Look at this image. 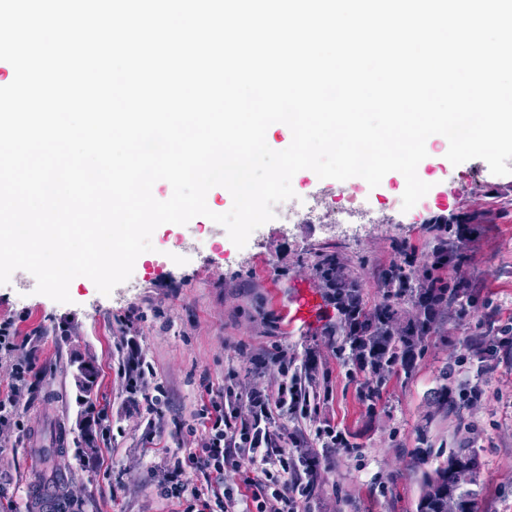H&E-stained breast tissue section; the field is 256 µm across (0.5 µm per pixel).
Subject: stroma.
Returning <instances> with one entry per match:
<instances>
[{
  "mask_svg": "<svg viewBox=\"0 0 512 512\" xmlns=\"http://www.w3.org/2000/svg\"><path fill=\"white\" fill-rule=\"evenodd\" d=\"M417 173L431 188L413 208L389 211L405 189L403 175L391 172L362 189L372 222L335 233L318 224H265L259 242L239 248L225 234L208 238L213 223L203 216L160 225L128 284L107 295L80 276L69 286L70 302L58 303L36 293L33 275L15 271L0 285V320H18L40 374L16 385L14 359L0 356V398H12L26 428L21 437L0 425V512H49L38 494L36 451L54 434L64 438L62 488L72 494L73 512H178L158 484L167 449L192 445L188 427L207 398L205 384L221 389L231 374L243 385L268 383L277 366L267 354L276 347L298 360L309 350L319 355L326 376L316 387L331 392L321 416L350 443L322 453L313 512H415V449L444 456L463 440L482 461L478 512H512V349L502 336L512 323V172L494 175L481 159L455 166L440 153ZM457 212L477 215L480 234L445 274L477 283L475 298L452 305L425 336L411 370L392 375L367 408V374L337 353L345 337L321 327L289 330L277 293L293 281L318 282V266L333 256L349 264L367 308L391 301L396 326H404L415 317L414 300L386 298L380 269L404 243L430 255V219ZM196 237L202 245L186 249ZM130 337L155 369L147 394L165 390L157 408L128 405L123 361ZM77 358L95 362L94 399L105 409L95 447L80 458L73 444ZM444 385L453 403L441 409L432 394ZM475 387L482 398L468 402Z\"/></svg>",
  "mask_w": 512,
  "mask_h": 512,
  "instance_id": "stroma-1",
  "label": "stroma"
}]
</instances>
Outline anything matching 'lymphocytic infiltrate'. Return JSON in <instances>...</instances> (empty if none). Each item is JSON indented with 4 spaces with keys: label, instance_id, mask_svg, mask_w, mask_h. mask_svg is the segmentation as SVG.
I'll list each match as a JSON object with an SVG mask.
<instances>
[{
    "label": "lymphocytic infiltrate",
    "instance_id": "1",
    "mask_svg": "<svg viewBox=\"0 0 512 512\" xmlns=\"http://www.w3.org/2000/svg\"><path fill=\"white\" fill-rule=\"evenodd\" d=\"M433 226L447 228L450 244L432 252L430 264H421L416 248L406 246L383 273L386 287L415 286V323L427 329L443 313L430 302L436 290L452 288L459 299L471 293V281L447 280L442 271L458 260L457 245L478 235L476 225H450L441 216ZM325 297L336 313L328 334L357 337L358 349H365L364 330L354 321L367 310L362 296L330 285ZM275 359L279 377L274 385H228L211 393L196 417L201 430L196 447L173 451L161 493L182 504L183 512H308L310 489L303 469L317 460L320 448H342L346 441L330 424L317 421L319 405L309 390L320 364L317 355L307 353L296 369L285 350H277ZM190 471L201 475L203 484L189 482ZM228 471L240 473L236 487L225 486Z\"/></svg>",
    "mask_w": 512,
    "mask_h": 512
}]
</instances>
